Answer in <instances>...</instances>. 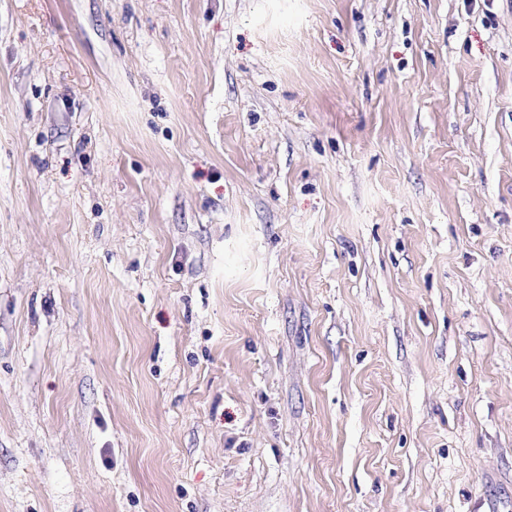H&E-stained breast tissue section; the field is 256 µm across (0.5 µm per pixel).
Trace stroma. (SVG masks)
Masks as SVG:
<instances>
[{
  "label": "stroma",
  "mask_w": 512,
  "mask_h": 512,
  "mask_svg": "<svg viewBox=\"0 0 512 512\" xmlns=\"http://www.w3.org/2000/svg\"><path fill=\"white\" fill-rule=\"evenodd\" d=\"M0 512H512V0H0Z\"/></svg>",
  "instance_id": "35a3bbf8"
}]
</instances>
